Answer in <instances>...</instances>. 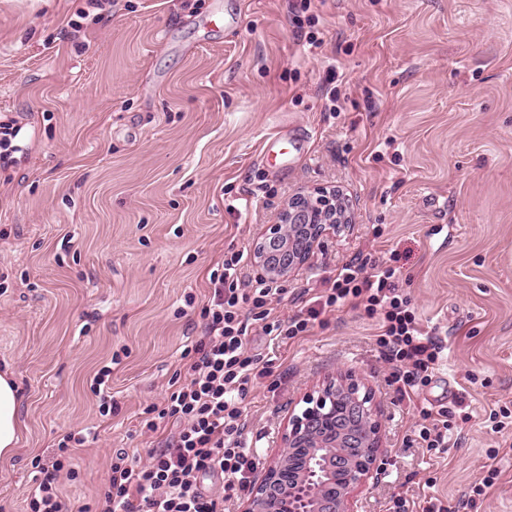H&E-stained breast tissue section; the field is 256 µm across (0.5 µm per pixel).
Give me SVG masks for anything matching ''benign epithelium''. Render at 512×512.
I'll return each mask as SVG.
<instances>
[{"label": "benign epithelium", "instance_id": "7a95c632", "mask_svg": "<svg viewBox=\"0 0 512 512\" xmlns=\"http://www.w3.org/2000/svg\"><path fill=\"white\" fill-rule=\"evenodd\" d=\"M349 221L341 197L331 189L297 194L279 222L253 243L260 279L280 281L303 265L328 234ZM306 407L284 424L282 445L254 483L241 512H282L286 495H297L305 473L293 471L301 458L316 476L310 512H353L354 496L381 468V424L371 392L350 374L331 377L306 396Z\"/></svg>", "mask_w": 512, "mask_h": 512}]
</instances>
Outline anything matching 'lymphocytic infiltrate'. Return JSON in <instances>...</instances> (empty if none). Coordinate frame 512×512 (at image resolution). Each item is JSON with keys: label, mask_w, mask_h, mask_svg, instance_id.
Listing matches in <instances>:
<instances>
[{"label": "lymphocytic infiltrate", "mask_w": 512, "mask_h": 512, "mask_svg": "<svg viewBox=\"0 0 512 512\" xmlns=\"http://www.w3.org/2000/svg\"><path fill=\"white\" fill-rule=\"evenodd\" d=\"M246 260L244 252H231L220 271L212 272L201 334L184 352L187 375L156 415L144 420L147 431L163 432L164 437L149 450L147 463L122 449L113 454L108 488L95 512H218L222 497L247 484L256 458L243 437L239 402L272 373L271 360L252 347L250 322H260L263 334L280 345L308 333L325 311L350 303L363 307L368 316H380L378 343L393 366L392 380L401 397L412 398L441 366L445 344L436 332L423 328L387 262L367 271L346 263L316 300L306 301L303 312L281 320L271 318L267 308L275 294L269 284L261 280L250 288L239 287ZM74 439L73 433L64 434L52 455L37 458L30 512H64L57 486ZM215 473L224 483L213 495L199 479Z\"/></svg>", "instance_id": "obj_1"}]
</instances>
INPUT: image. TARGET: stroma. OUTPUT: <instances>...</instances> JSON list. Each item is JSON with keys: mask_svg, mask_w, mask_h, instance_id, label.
Returning a JSON list of instances; mask_svg holds the SVG:
<instances>
[{"mask_svg": "<svg viewBox=\"0 0 512 512\" xmlns=\"http://www.w3.org/2000/svg\"><path fill=\"white\" fill-rule=\"evenodd\" d=\"M3 124L24 146L0 162V363L22 427L0 512H28L31 463L64 433L88 432L59 486L69 512L103 494L113 452L146 455L144 410L183 368L212 270L319 187L351 201L350 225L280 281L275 315L352 258L390 260L448 358L400 399L380 317L321 314L242 403L257 464L304 395L350 370L383 424L358 512L395 495L408 512H512V0H0ZM106 366L109 417L91 389ZM421 402L447 411L450 448L421 447Z\"/></svg>", "mask_w": 512, "mask_h": 512, "instance_id": "1", "label": "stroma"}]
</instances>
